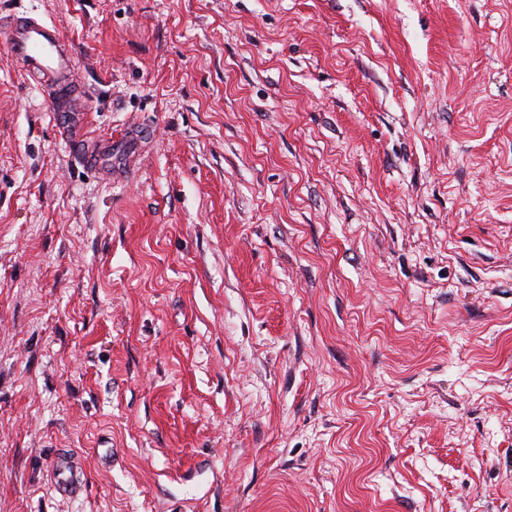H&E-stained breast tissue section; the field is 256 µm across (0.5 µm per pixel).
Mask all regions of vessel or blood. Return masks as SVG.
Masks as SVG:
<instances>
[{
  "instance_id": "b4317fda",
  "label": "vessel or blood",
  "mask_w": 512,
  "mask_h": 512,
  "mask_svg": "<svg viewBox=\"0 0 512 512\" xmlns=\"http://www.w3.org/2000/svg\"><path fill=\"white\" fill-rule=\"evenodd\" d=\"M0 41L17 67L46 91L63 133L74 145H81V104L86 95L74 75L76 62L69 39L55 25L32 15H21L10 19L0 30ZM53 474L54 487L61 495L70 496L80 490V476L69 467L65 457L56 458Z\"/></svg>"
}]
</instances>
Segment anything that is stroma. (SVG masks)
Instances as JSON below:
<instances>
[{"mask_svg":"<svg viewBox=\"0 0 512 512\" xmlns=\"http://www.w3.org/2000/svg\"><path fill=\"white\" fill-rule=\"evenodd\" d=\"M19 12L114 167L0 45V512H512V0ZM4 31L7 53L21 71L39 82L62 132L74 147L81 148L86 112L81 103L86 95L75 79L76 62L69 39L55 25L32 15L13 17ZM54 487L58 493L64 496H72L81 488V479L77 472L68 466L64 456L56 458L53 464Z\"/></svg>","mask_w":512,"mask_h":512,"instance_id":"stroma-1","label":"stroma"}]
</instances>
